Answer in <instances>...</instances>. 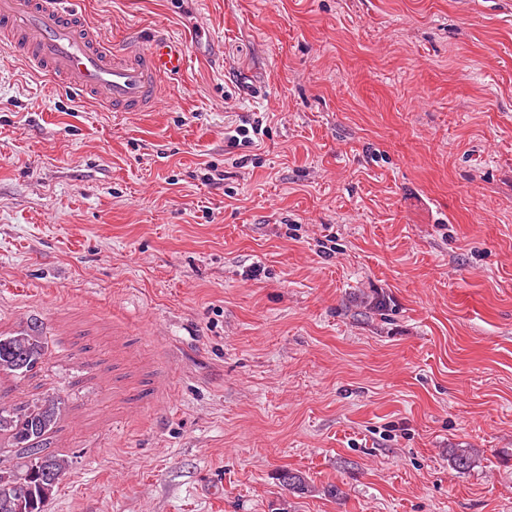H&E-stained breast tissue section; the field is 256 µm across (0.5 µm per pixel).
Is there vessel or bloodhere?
I'll use <instances>...</instances> for the list:
<instances>
[{
	"instance_id": "1",
	"label": "vessel or blood",
	"mask_w": 512,
	"mask_h": 512,
	"mask_svg": "<svg viewBox=\"0 0 512 512\" xmlns=\"http://www.w3.org/2000/svg\"><path fill=\"white\" fill-rule=\"evenodd\" d=\"M0 30L52 87L115 112L151 110L163 79L188 63L185 43L167 36L107 44L86 25L80 0H0Z\"/></svg>"
}]
</instances>
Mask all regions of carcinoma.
<instances>
[{
	"label": "carcinoma",
	"mask_w": 512,
	"mask_h": 512,
	"mask_svg": "<svg viewBox=\"0 0 512 512\" xmlns=\"http://www.w3.org/2000/svg\"><path fill=\"white\" fill-rule=\"evenodd\" d=\"M49 356L44 326L31 320L9 331H0V381L32 378ZM65 411L64 400L53 393H32L10 408L0 406V512H44L41 500L19 507L12 486L28 470V461L44 458L52 468L66 473L69 460L54 449L57 425ZM477 452L454 449L450 460L460 470L470 469Z\"/></svg>",
	"instance_id": "cac0c4a2"
}]
</instances>
